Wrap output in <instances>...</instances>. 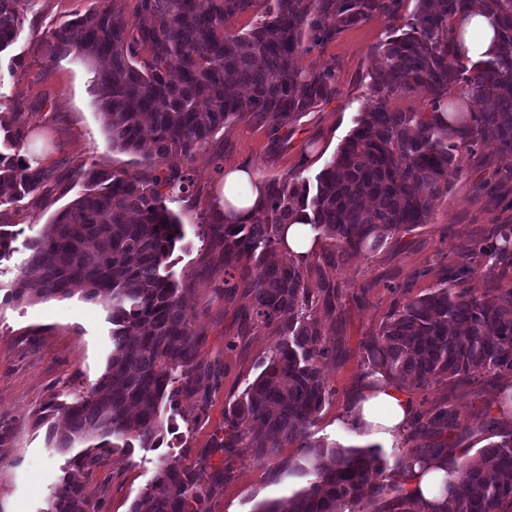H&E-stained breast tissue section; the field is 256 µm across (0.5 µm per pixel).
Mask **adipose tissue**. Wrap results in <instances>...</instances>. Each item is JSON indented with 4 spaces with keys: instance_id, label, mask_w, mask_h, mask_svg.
<instances>
[{
    "instance_id": "adipose-tissue-1",
    "label": "adipose tissue",
    "mask_w": 512,
    "mask_h": 512,
    "mask_svg": "<svg viewBox=\"0 0 512 512\" xmlns=\"http://www.w3.org/2000/svg\"><path fill=\"white\" fill-rule=\"evenodd\" d=\"M462 32L463 58L477 62L487 59L496 49V27L490 15L481 9L473 11L457 24ZM265 183L255 168L241 166L224 174V197L230 204L224 220L229 224L250 223L259 209ZM413 401L400 387L382 381L364 386L355 408L354 420L367 441L393 443L406 434L412 415ZM401 479L419 512H431L442 499L445 483H458L457 472L445 471L441 463L414 465Z\"/></svg>"
}]
</instances>
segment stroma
Here are the masks:
<instances>
[{
  "label": "stroma",
  "instance_id": "obj_1",
  "mask_svg": "<svg viewBox=\"0 0 512 512\" xmlns=\"http://www.w3.org/2000/svg\"><path fill=\"white\" fill-rule=\"evenodd\" d=\"M94 5V0H33L18 39L0 53V114L25 126L28 136L19 151L41 150V167L73 175L95 165L143 177L150 170L142 155L113 148L109 140L90 93L92 71L74 56L52 60L46 55L49 32ZM387 27L385 19L373 17L303 57L304 66L335 71L337 92L289 126L287 145L273 142L276 120L243 119L226 124L190 159L192 186L174 205L184 237L170 258L171 270L186 290L187 308L199 314L195 328L207 338L202 358L215 360L225 338L237 335L241 342L226 360L207 421L194 425L182 417L165 425L159 447L112 455L84 476L86 492L104 501V512H129L155 476L161 456L182 455L195 463L198 451L222 425L225 404L258 375L279 339L274 327L262 324L240 331L238 304L225 299L223 274L205 263L201 226L222 205L224 177L216 164L254 167L267 182L296 173L314 178L360 113L376 104L368 85L380 64L376 48ZM18 57L22 65L13 66ZM82 191L74 180L65 189L51 181L37 195L0 205V224L15 225L18 231L13 253L0 260V289L8 288L19 273L29 255L28 241ZM501 224H512V158H502L488 143L466 158L463 174L449 181L426 223L396 234L372 253L329 263L322 257L330 248L325 241L309 256L307 288L318 292L326 281L338 288L335 312L320 315L336 355L321 367L331 395L315 420L316 439L358 445L352 416L365 381V342L379 335L396 304L438 286L456 263L460 246L481 243ZM111 331L105 307L77 297L0 302V426L10 431L0 445V512H46L69 455L49 447L47 428L36 425V415L50 399H68L100 377L112 355ZM509 391L512 374H489L415 390L411 397L420 410L448 406L455 421L447 432L450 442L478 449L489 442L486 420H495L497 430L512 429V422L495 413L497 400ZM233 468L231 479L213 496L211 512H253L257 503L292 495L309 482L298 474L275 475L246 452L234 459Z\"/></svg>",
  "mask_w": 512,
  "mask_h": 512
}]
</instances>
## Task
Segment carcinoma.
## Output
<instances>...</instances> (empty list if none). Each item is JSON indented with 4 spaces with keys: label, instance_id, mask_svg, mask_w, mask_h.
I'll use <instances>...</instances> for the list:
<instances>
[{
    "label": "carcinoma",
    "instance_id": "1",
    "mask_svg": "<svg viewBox=\"0 0 512 512\" xmlns=\"http://www.w3.org/2000/svg\"><path fill=\"white\" fill-rule=\"evenodd\" d=\"M415 2L413 11L408 3ZM31 0H0V53L16 41ZM475 6L496 24L498 50L472 63L457 54L458 16ZM146 23H132L109 4L77 14L53 30L49 58L74 54L94 73L90 91L112 147L147 150L154 170L130 178L109 169L79 172L85 192L58 211L28 244L29 256L3 301L28 296L36 276L42 299L71 298L106 305L112 323V356L85 391L51 401L37 414L42 425L60 415L64 430L49 426L48 441L60 449H83L68 468L88 474L112 454L157 448L167 411L180 397H197L194 420L208 418L219 364L201 359L207 338L195 331L199 314L188 310L169 259L183 239L170 205L192 185L185 164L196 148L227 123L270 114L281 127L330 101L336 76L305 69L299 61L332 42L347 27L374 16L387 19L381 65L372 75L374 109L361 113L336 156L314 182L296 174L266 184L264 221L227 224L213 213L204 235L216 269L224 273V296L240 297L242 325L275 327L280 341L261 372L224 406V424L202 450L222 467L204 488L177 457L159 461L157 473L130 512H211L208 503L232 473L244 448L277 474L310 476L291 496L259 504L253 512H413L400 472L415 463L442 460L461 472L444 507L433 512H501L512 505V431L470 453L441 439L453 425L446 407L413 411L410 433L388 465L379 447L352 448L313 439L311 428L330 391L320 365L334 351L316 317V298L305 286L303 261L272 259L284 225L296 216L332 241L344 258L374 251L395 234L426 223L448 181L462 174L464 159L493 143L512 156V0H137ZM251 16L244 33L227 31ZM401 25H396L397 21ZM177 79H169L170 69ZM472 91L465 107L453 91ZM418 88L428 107L403 112L390 98ZM3 141L14 148L23 126L0 116ZM64 175L31 167L19 154L0 150V198L23 199ZM16 233L0 224V260L13 253ZM512 255V224L490 240L462 246L451 277L473 280L480 268ZM367 375L426 390L445 380L512 373V286L494 291L442 286L390 313L380 336L366 344ZM294 444L306 465L275 463ZM47 512H101L84 486L67 472L49 497Z\"/></svg>",
    "mask_w": 512,
    "mask_h": 512
}]
</instances>
